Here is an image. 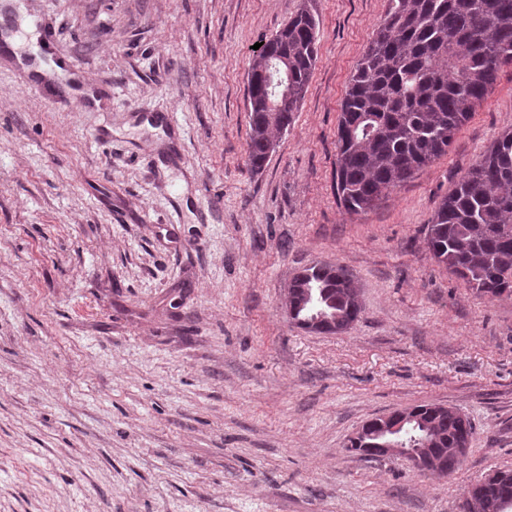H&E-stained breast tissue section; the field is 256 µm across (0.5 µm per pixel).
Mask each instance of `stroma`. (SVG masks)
<instances>
[{
	"instance_id": "obj_1",
	"label": "stroma",
	"mask_w": 512,
	"mask_h": 512,
	"mask_svg": "<svg viewBox=\"0 0 512 512\" xmlns=\"http://www.w3.org/2000/svg\"><path fill=\"white\" fill-rule=\"evenodd\" d=\"M304 2L316 66L254 173L253 46ZM16 3L99 93L51 104L0 56V512H460L512 470V296L476 294L425 245L512 128V66L447 154L356 215L337 125L388 0ZM161 112L175 131L146 124ZM324 262L361 289L342 334L285 311ZM435 403L476 430L452 476L346 451L364 421Z\"/></svg>"
}]
</instances>
